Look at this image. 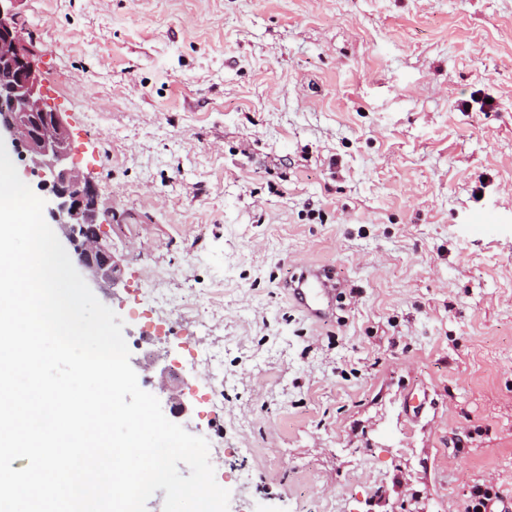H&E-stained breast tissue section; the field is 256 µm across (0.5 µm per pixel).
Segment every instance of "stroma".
<instances>
[{
	"label": "stroma",
	"instance_id": "stroma-1",
	"mask_svg": "<svg viewBox=\"0 0 512 512\" xmlns=\"http://www.w3.org/2000/svg\"><path fill=\"white\" fill-rule=\"evenodd\" d=\"M15 13L121 267L94 294L231 512L512 502V0ZM289 288L292 300L311 318L325 319L335 309L336 277L328 269L315 265L304 266ZM498 492L491 485H475L471 492L469 504L466 512H488L489 503L497 498Z\"/></svg>",
	"mask_w": 512,
	"mask_h": 512
}]
</instances>
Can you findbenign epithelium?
<instances>
[{"instance_id":"1","label":"benign epithelium","mask_w":512,"mask_h":512,"mask_svg":"<svg viewBox=\"0 0 512 512\" xmlns=\"http://www.w3.org/2000/svg\"><path fill=\"white\" fill-rule=\"evenodd\" d=\"M14 2L0 0V136L9 137L26 171L40 177L49 214L64 229L76 264L94 285L115 283L118 264L97 229L95 188L70 161L66 123L43 96L35 61L20 41ZM87 225L92 232L79 236Z\"/></svg>"}]
</instances>
